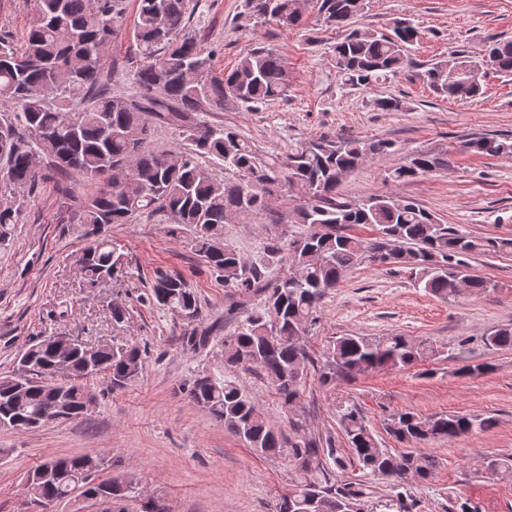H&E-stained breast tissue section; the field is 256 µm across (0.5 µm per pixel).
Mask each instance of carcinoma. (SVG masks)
I'll return each instance as SVG.
<instances>
[{
	"label": "carcinoma",
	"mask_w": 512,
	"mask_h": 512,
	"mask_svg": "<svg viewBox=\"0 0 512 512\" xmlns=\"http://www.w3.org/2000/svg\"><path fill=\"white\" fill-rule=\"evenodd\" d=\"M23 44L0 37V197L20 199L42 179L33 158L49 159L60 172L82 173L94 192L72 217L91 226L94 236L81 263L91 282L112 276L121 260L108 230L142 215L164 214L196 231L195 248L210 271L240 294L260 296V305L237 330L224 338V365L255 370L273 388L284 408L300 400L301 384L311 357L304 345L316 322L319 304L345 274L389 246L385 264L409 270L415 282L436 297H479L489 291L482 277L469 276L468 287H453L464 257L496 253L509 246L497 237H471L443 224L415 201L389 192L360 201L336 195L348 172L369 157L390 154V144L358 138L321 136L300 143L285 157L264 160L260 151L234 131L189 122V114L224 109L229 101L249 107L288 96L291 77L284 56L275 48L256 46L238 64L218 76L212 71L215 50L184 33L193 11L192 0H137L133 38L140 63L133 79L136 97L112 96L101 90L104 48L121 27L125 0H40ZM317 7L322 23L340 30L336 64L342 83L369 88L399 74L408 49L422 33L413 21L400 17L392 32L352 28L365 13L367 0H246L252 16L285 29L298 26L309 5ZM512 77V40L488 46L487 59L463 52L432 64L424 80L439 95L476 98L482 94L483 69ZM181 128L182 143L154 151L148 143L152 122ZM461 152L512 156V137L474 136ZM210 158L224 166V180L199 163ZM448 168V158L428 150L414 151L405 162L386 170L385 180L401 184ZM301 193L297 223L309 231L268 241L259 259L245 263L224 247L222 230L229 219L267 214L273 224L288 223L274 210L283 191ZM20 208L0 204V245ZM355 224L377 233L364 239L347 233ZM143 302L174 312L193 323L200 315L196 291L179 273L157 272ZM211 331L185 330L182 344L192 351L206 348ZM488 350L512 349V327L481 336ZM59 337L31 345L18 359L13 376L0 378V427L25 429L76 419L91 394L82 380L105 374L116 391L131 385L143 369L136 345L73 349L65 369L58 368ZM440 353L428 340L414 341L394 334L373 340L339 336L323 354L321 380L408 367ZM67 374V383L55 376ZM186 397L224 424V429L249 447L276 456L288 449L300 479L276 500L275 512H364L370 489L350 483L322 485L313 472L328 457L338 470L347 467L331 439L321 442L276 430L253 397L230 380L195 378L184 388ZM345 439L359 468L381 476L401 492L399 512H412L410 486L437 467L435 457L408 448L413 443L453 440L493 426L491 418L465 414L422 417L414 412L394 415L387 432L401 448H384L355 408L340 416ZM102 462L91 455L48 459L32 469L31 499L69 500L89 483ZM478 474L512 481V456H480Z\"/></svg>",
	"instance_id": "cac0c4a2"
}]
</instances>
